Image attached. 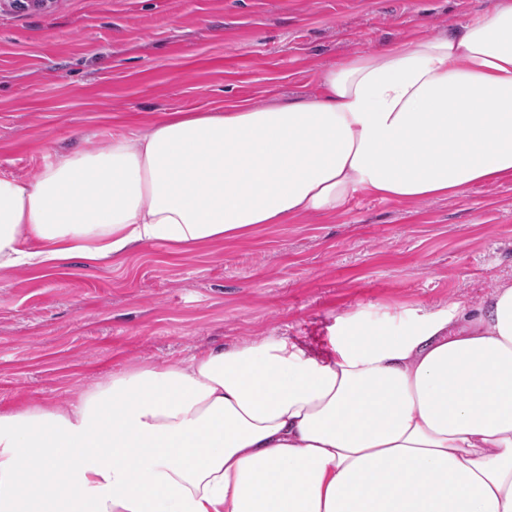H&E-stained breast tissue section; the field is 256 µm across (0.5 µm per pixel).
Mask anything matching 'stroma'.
<instances>
[{"instance_id": "35a3bbf8", "label": "stroma", "mask_w": 512, "mask_h": 512, "mask_svg": "<svg viewBox=\"0 0 512 512\" xmlns=\"http://www.w3.org/2000/svg\"><path fill=\"white\" fill-rule=\"evenodd\" d=\"M489 0H53L0 10V171L105 148L174 111L313 93L362 50L447 30ZM512 283V180L414 203L365 195L189 253L0 270V408L66 405L112 372L480 301Z\"/></svg>"}]
</instances>
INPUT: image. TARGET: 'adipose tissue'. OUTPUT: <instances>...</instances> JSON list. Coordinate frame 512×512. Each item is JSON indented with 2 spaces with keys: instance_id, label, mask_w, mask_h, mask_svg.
Segmentation results:
<instances>
[{
  "instance_id": "1",
  "label": "adipose tissue",
  "mask_w": 512,
  "mask_h": 512,
  "mask_svg": "<svg viewBox=\"0 0 512 512\" xmlns=\"http://www.w3.org/2000/svg\"><path fill=\"white\" fill-rule=\"evenodd\" d=\"M512 178V0L336 62L315 94L172 112L0 172V270L180 252L356 194ZM512 512V284L401 330L340 318L113 373L67 407L0 409V512Z\"/></svg>"
}]
</instances>
